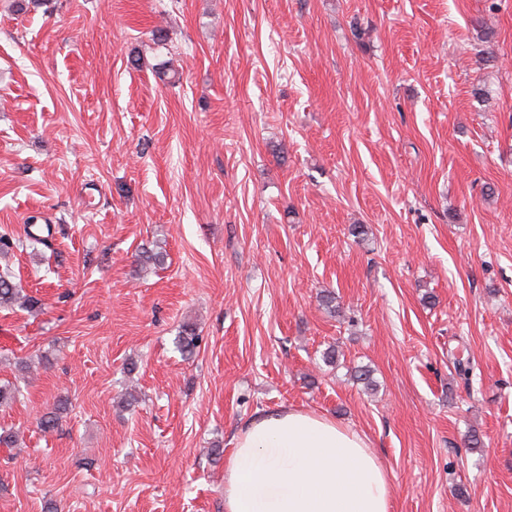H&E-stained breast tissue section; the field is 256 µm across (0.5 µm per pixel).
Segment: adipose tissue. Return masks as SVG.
<instances>
[{"instance_id": "obj_1", "label": "adipose tissue", "mask_w": 512, "mask_h": 512, "mask_svg": "<svg viewBox=\"0 0 512 512\" xmlns=\"http://www.w3.org/2000/svg\"><path fill=\"white\" fill-rule=\"evenodd\" d=\"M391 500L361 435L293 407L242 427L224 471V512H390Z\"/></svg>"}]
</instances>
